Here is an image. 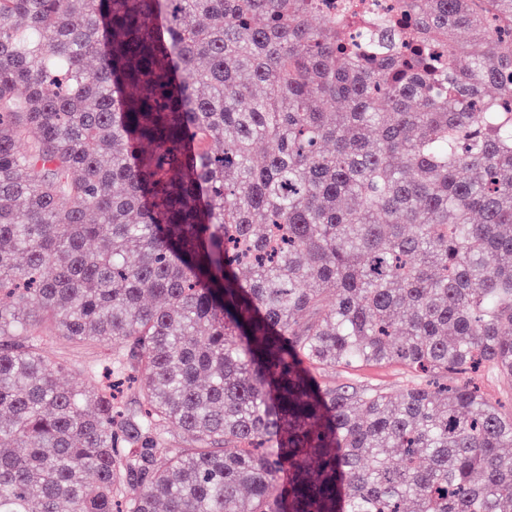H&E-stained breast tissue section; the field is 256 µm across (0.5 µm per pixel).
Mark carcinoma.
Here are the masks:
<instances>
[{
  "mask_svg": "<svg viewBox=\"0 0 512 512\" xmlns=\"http://www.w3.org/2000/svg\"><path fill=\"white\" fill-rule=\"evenodd\" d=\"M506 329L512 0H0V512H512ZM384 1L387 0H324L317 2L326 12H343L347 16L356 14L354 20L362 22L363 15L371 16L379 12ZM42 350L50 361H57L72 368L74 372L58 374L57 383L78 391H93L99 384V378L92 370L98 368L120 344L112 345L104 341H90L84 344H71L58 336L49 324L42 326ZM407 376L406 370L399 365L382 367H367L360 370H336V384L346 382L351 378L378 382L392 391L402 388ZM478 383L485 395L498 407L500 412L506 416L512 413V391L503 386L494 374L484 372Z\"/></svg>",
  "mask_w": 512,
  "mask_h": 512,
  "instance_id": "cac0c4a2",
  "label": "carcinoma"
}]
</instances>
